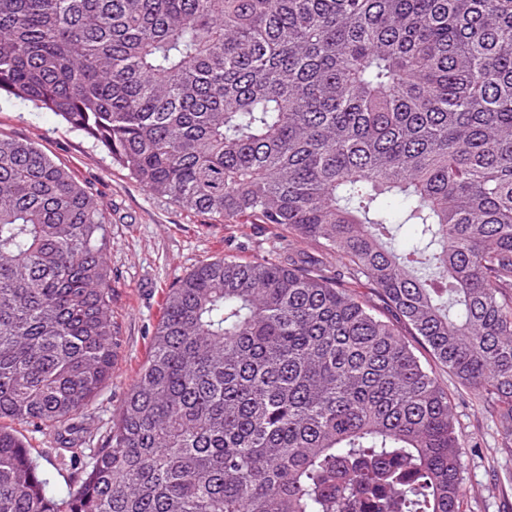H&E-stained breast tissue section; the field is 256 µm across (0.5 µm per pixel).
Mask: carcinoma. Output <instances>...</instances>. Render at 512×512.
Listing matches in <instances>:
<instances>
[{
    "label": "carcinoma",
    "mask_w": 512,
    "mask_h": 512,
    "mask_svg": "<svg viewBox=\"0 0 512 512\" xmlns=\"http://www.w3.org/2000/svg\"><path fill=\"white\" fill-rule=\"evenodd\" d=\"M2 93L291 240L168 290L88 451L119 344L108 218L0 137V512H460L451 400L402 325L512 454V0H0ZM4 420L68 437L65 498Z\"/></svg>",
    "instance_id": "cac0c4a2"
}]
</instances>
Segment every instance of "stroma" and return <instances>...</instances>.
<instances>
[{
  "mask_svg": "<svg viewBox=\"0 0 512 512\" xmlns=\"http://www.w3.org/2000/svg\"><path fill=\"white\" fill-rule=\"evenodd\" d=\"M0 134L39 146L92 187L107 211L112 312L120 342L111 378L84 411L90 445L98 448L147 360L165 292L203 260L267 257L273 245L287 241L288 231L271 224H229L185 211L131 179L82 132L32 103L1 98ZM435 373L448 391L456 431L464 444L462 478L467 496L462 512H512V455L500 446L496 420L485 411L478 392L461 387L444 368H436ZM15 430L29 443L34 461L48 474L57 494L65 495L79 474L60 464L53 436L21 424Z\"/></svg>",
  "mask_w": 512,
  "mask_h": 512,
  "instance_id": "1",
  "label": "stroma"
}]
</instances>
